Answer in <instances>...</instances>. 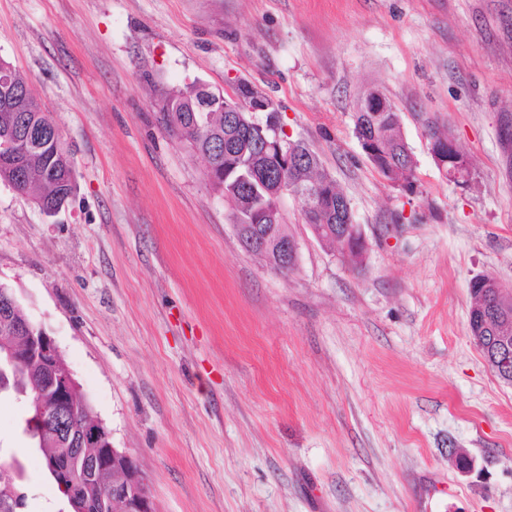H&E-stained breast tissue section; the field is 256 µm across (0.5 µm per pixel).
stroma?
I'll return each mask as SVG.
<instances>
[{"label":"stroma","mask_w":512,"mask_h":512,"mask_svg":"<svg viewBox=\"0 0 512 512\" xmlns=\"http://www.w3.org/2000/svg\"><path fill=\"white\" fill-rule=\"evenodd\" d=\"M0 56L76 163L56 216L0 181V284L57 343L155 512H512V385L469 330L512 287V0H0ZM246 81L346 197L362 268L293 197L286 275L241 246L169 93ZM416 162L392 186L354 132L369 90ZM471 163L448 180L424 121ZM0 395L23 512H68ZM470 461L460 470L452 449Z\"/></svg>","instance_id":"1"}]
</instances>
